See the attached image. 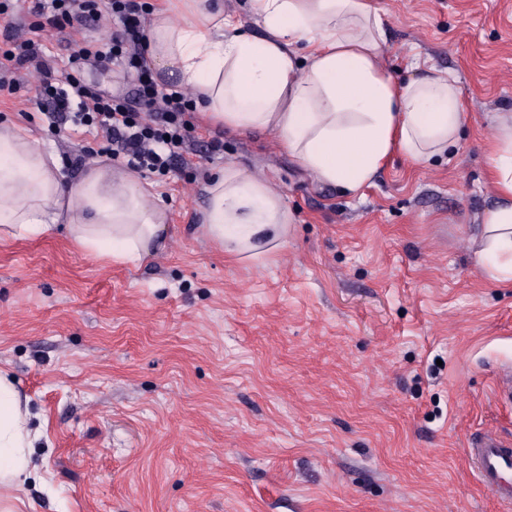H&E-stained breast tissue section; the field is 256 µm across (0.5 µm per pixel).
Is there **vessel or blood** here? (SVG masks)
<instances>
[{
	"instance_id": "1",
	"label": "vessel or blood",
	"mask_w": 512,
	"mask_h": 512,
	"mask_svg": "<svg viewBox=\"0 0 512 512\" xmlns=\"http://www.w3.org/2000/svg\"><path fill=\"white\" fill-rule=\"evenodd\" d=\"M466 457L500 512H512V441L484 432L468 440Z\"/></svg>"
}]
</instances>
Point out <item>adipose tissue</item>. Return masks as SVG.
Instances as JSON below:
<instances>
[{
    "mask_svg": "<svg viewBox=\"0 0 512 512\" xmlns=\"http://www.w3.org/2000/svg\"><path fill=\"white\" fill-rule=\"evenodd\" d=\"M262 36L241 32L219 0H163L148 25V63L161 83L191 89L206 116L239 132L270 131L313 177L356 193L393 153L451 159L466 120L457 76L427 69L397 84L385 69L386 23L370 0H251ZM494 200L472 242L491 279L512 282V111L490 118ZM203 234L225 253L261 259L288 241L292 214L269 186L233 166L211 178ZM129 175L98 166L66 182L55 151L0 126V238L67 225L104 262L151 257L167 227ZM38 435L27 397L0 373V512H19Z\"/></svg>",
    "mask_w": 512,
    "mask_h": 512,
    "instance_id": "1",
    "label": "adipose tissue"
}]
</instances>
